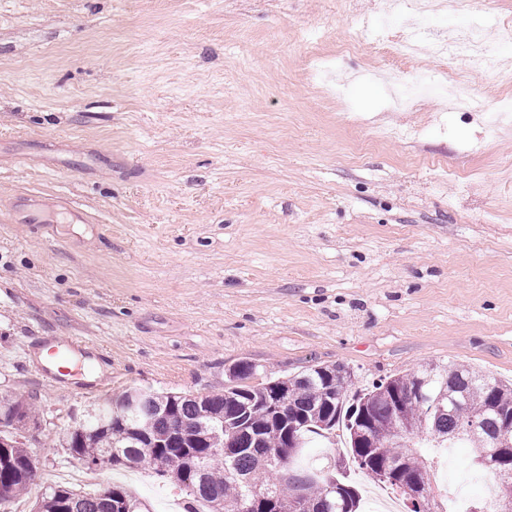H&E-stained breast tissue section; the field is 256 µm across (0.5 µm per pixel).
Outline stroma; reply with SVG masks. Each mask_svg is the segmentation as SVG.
<instances>
[{"instance_id":"35a3bbf8","label":"stroma","mask_w":512,"mask_h":512,"mask_svg":"<svg viewBox=\"0 0 512 512\" xmlns=\"http://www.w3.org/2000/svg\"><path fill=\"white\" fill-rule=\"evenodd\" d=\"M414 3L0 0V395L36 398L38 460L0 512L84 490L58 432L128 388L217 391L243 360L512 383V118L490 134L483 114L512 95V0ZM476 26L499 78L444 66L480 109H396L381 43ZM48 336L97 349L94 389L82 357L66 388L16 358ZM98 475L152 512L183 499L144 464Z\"/></svg>"}]
</instances>
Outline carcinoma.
Masks as SVG:
<instances>
[{
  "label": "carcinoma",
  "mask_w": 512,
  "mask_h": 512,
  "mask_svg": "<svg viewBox=\"0 0 512 512\" xmlns=\"http://www.w3.org/2000/svg\"><path fill=\"white\" fill-rule=\"evenodd\" d=\"M257 367L242 361L230 373L221 392L198 394L158 392L139 388L98 404L85 415L83 430H69L59 439L72 457L88 470L96 459L112 455V468L147 464L154 472L191 497L208 504V512H231L252 484L269 485L282 500L302 491L320 512H337L336 500L326 493L325 475L301 467L300 448L288 446V427L311 426L309 434L326 439L342 429L349 458L362 472L378 479L387 465H397L401 478L427 479L440 465L441 452L459 441L491 448L498 435L512 433V387L471 367L448 362L386 376L371 386L352 390L351 373L340 364H314L283 378L254 382ZM276 387L286 397L277 419L264 392ZM461 404L448 406V399ZM482 426L466 430L471 418ZM35 418L31 403L0 399V427L18 431ZM237 427L230 437L220 424ZM367 434L355 441L351 429ZM424 438L435 448L422 451ZM237 450L226 457V441ZM278 457L282 474L266 465L263 454ZM30 453L23 446L0 447V487L17 499L33 481ZM138 502L120 484L96 493L56 485L44 493L38 512H128Z\"/></svg>",
  "instance_id": "1"
}]
</instances>
